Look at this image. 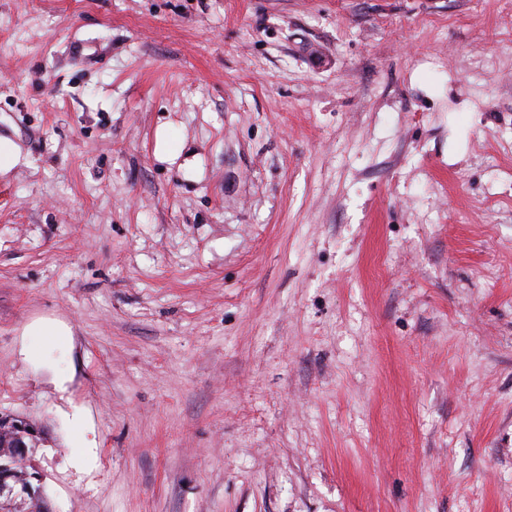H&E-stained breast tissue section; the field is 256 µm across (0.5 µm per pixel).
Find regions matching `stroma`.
I'll use <instances>...</instances> for the list:
<instances>
[{
	"mask_svg": "<svg viewBox=\"0 0 512 512\" xmlns=\"http://www.w3.org/2000/svg\"><path fill=\"white\" fill-rule=\"evenodd\" d=\"M0 136L53 512H512V0H0Z\"/></svg>",
	"mask_w": 512,
	"mask_h": 512,
	"instance_id": "1",
	"label": "stroma"
}]
</instances>
